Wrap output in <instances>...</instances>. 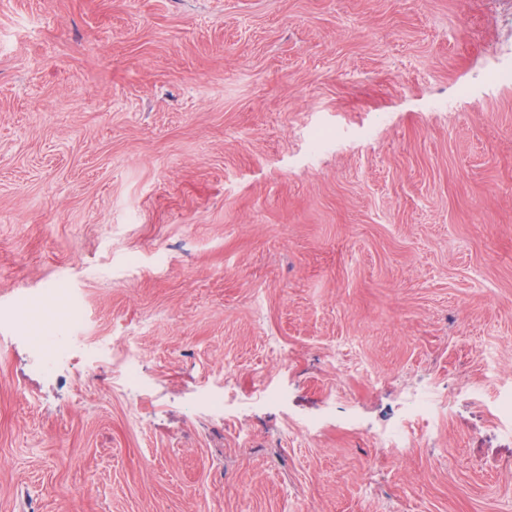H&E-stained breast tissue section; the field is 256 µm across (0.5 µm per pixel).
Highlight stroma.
Listing matches in <instances>:
<instances>
[{"label": "stroma", "instance_id": "35a3bbf8", "mask_svg": "<svg viewBox=\"0 0 512 512\" xmlns=\"http://www.w3.org/2000/svg\"><path fill=\"white\" fill-rule=\"evenodd\" d=\"M502 68L512 0H0V311L71 289L144 384L10 328L0 512H512ZM138 355L139 351L134 341L129 338L125 351L120 353L117 357V365L119 367V374L128 385H135L138 382ZM411 418L397 429H386L378 434L381 448H405L411 441V435L418 426L428 430L436 417V407L432 399L421 394H414L409 399Z\"/></svg>", "mask_w": 512, "mask_h": 512}]
</instances>
